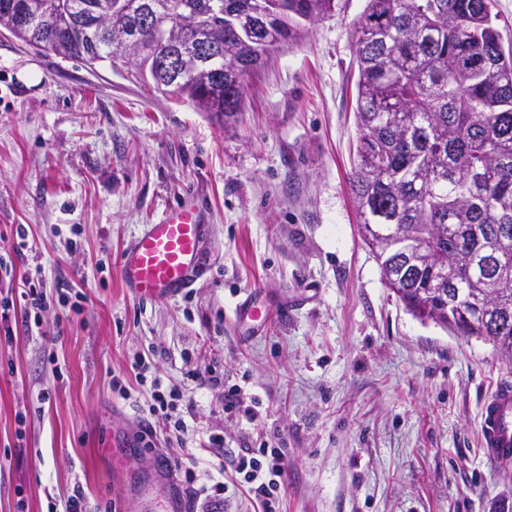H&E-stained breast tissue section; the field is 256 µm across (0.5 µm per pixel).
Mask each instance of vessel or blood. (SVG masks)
Wrapping results in <instances>:
<instances>
[{
  "mask_svg": "<svg viewBox=\"0 0 512 512\" xmlns=\"http://www.w3.org/2000/svg\"><path fill=\"white\" fill-rule=\"evenodd\" d=\"M200 208L184 201L128 244L120 255L127 290L138 298H173L191 288L202 272ZM260 288L250 290L236 307L241 323L264 325L271 313L260 299ZM480 443L491 463L512 459V386L501 384L483 401ZM144 512H186L177 491L176 475L167 458H159L154 479L143 484Z\"/></svg>",
  "mask_w": 512,
  "mask_h": 512,
  "instance_id": "vessel-or-blood-1",
  "label": "vessel or blood"
}]
</instances>
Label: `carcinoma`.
Wrapping results in <instances>:
<instances>
[{
    "instance_id": "cac0c4a2",
    "label": "carcinoma",
    "mask_w": 512,
    "mask_h": 512,
    "mask_svg": "<svg viewBox=\"0 0 512 512\" xmlns=\"http://www.w3.org/2000/svg\"><path fill=\"white\" fill-rule=\"evenodd\" d=\"M39 13L33 46L84 62L112 60L115 42L94 49L76 18L59 17L83 0H32ZM183 18L208 15L216 43L256 53L227 15L263 5L292 39L298 18L317 21L333 0H153ZM111 31L134 21L108 11ZM355 119L359 132L350 188L360 227L382 235L395 225L424 242L413 276L396 266L393 293L412 315L425 311L461 336L489 341L512 360V52L493 26L491 0H366L356 29ZM214 76L190 79L196 107L215 92ZM224 122L240 112L243 88L220 90ZM490 309L464 318L460 306Z\"/></svg>"
}]
</instances>
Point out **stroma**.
<instances>
[{
    "label": "stroma",
    "instance_id": "35a3bbf8",
    "mask_svg": "<svg viewBox=\"0 0 512 512\" xmlns=\"http://www.w3.org/2000/svg\"><path fill=\"white\" fill-rule=\"evenodd\" d=\"M365 0L300 22L244 77L224 125L155 89L123 59L87 64L0 32V239L27 247L0 269V299L41 273L78 281V312L53 305L28 335L0 322V512H48L81 485L89 512H139L157 450L213 470L223 434L283 444L282 512H512V464L480 449L479 413L512 361L492 343L408 312L363 242L350 190L356 23ZM205 209L203 276L172 299H136L122 249L173 206ZM289 301L244 336L247 289ZM144 359L172 384L214 369L243 382L253 424L193 393L183 448L152 418ZM122 433L128 447L113 449Z\"/></svg>",
    "mask_w": 512,
    "mask_h": 512
}]
</instances>
